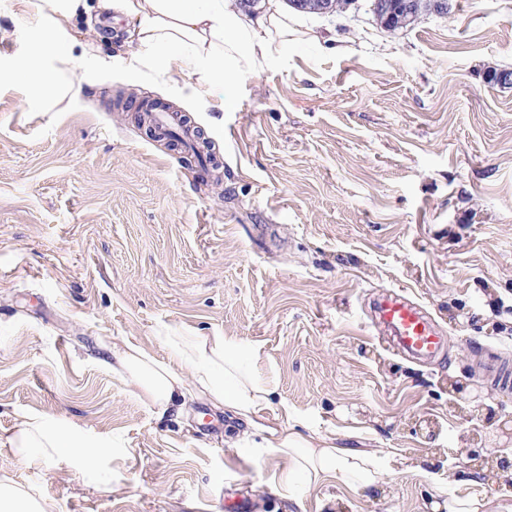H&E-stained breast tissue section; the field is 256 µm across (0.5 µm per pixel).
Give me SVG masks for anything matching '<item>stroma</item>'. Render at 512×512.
I'll return each mask as SVG.
<instances>
[{"mask_svg": "<svg viewBox=\"0 0 512 512\" xmlns=\"http://www.w3.org/2000/svg\"><path fill=\"white\" fill-rule=\"evenodd\" d=\"M75 20L74 92L33 112L0 84V434L17 415L104 447L93 464L26 462L0 479L48 512H432L448 496L512 512V470L487 480L473 452L512 459V392L484 364L512 358V0H449L413 27H381L368 0L339 16L257 0L288 39L235 102L191 113L221 166L185 165L133 106L183 101L133 79L138 46L99 0ZM39 15L0 0V58ZM404 291L445 337L420 363L373 323ZM256 345V380L341 448L392 454L377 487L325 479L291 502L284 462L203 398L157 413L97 361L163 337ZM458 393H451V386Z\"/></svg>", "mask_w": 512, "mask_h": 512, "instance_id": "35a3bbf8", "label": "stroma"}]
</instances>
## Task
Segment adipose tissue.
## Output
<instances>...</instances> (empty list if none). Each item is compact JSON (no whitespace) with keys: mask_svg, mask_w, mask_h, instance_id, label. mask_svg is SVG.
I'll use <instances>...</instances> for the list:
<instances>
[{"mask_svg":"<svg viewBox=\"0 0 512 512\" xmlns=\"http://www.w3.org/2000/svg\"><path fill=\"white\" fill-rule=\"evenodd\" d=\"M111 7L128 21L127 42L145 50L140 67L164 90L201 111L231 105L236 78L260 72L279 40L288 35L284 19L247 17L232 0H112ZM34 8L41 14L38 37L22 46L13 64L0 67V83L23 84L33 111L52 112L73 91L69 70L76 42L71 29L74 18L88 5L87 0H36ZM168 347L171 358L163 361L134 343L115 345L108 350V366L135 383L160 412L195 392L255 428L262 427L270 407H277L287 425L264 427L262 446L285 461L281 485L289 500H297L327 477L366 489L393 471L391 455L359 454L336 447L326 437L300 432L301 415L286 401H274L273 389L252 377L248 363L257 354L255 347L228 336H174ZM184 366L190 367L191 376L181 374ZM18 445L29 448L31 463L48 451L62 460L79 457L88 462L101 452L93 445H72L65 432L52 430L45 419L30 415L19 416L13 434L0 435L1 448Z\"/></svg>","mask_w":512,"mask_h":512,"instance_id":"adipose-tissue-1","label":"adipose tissue"}]
</instances>
